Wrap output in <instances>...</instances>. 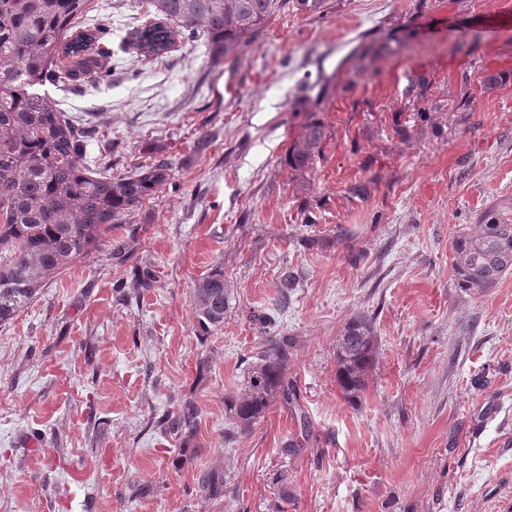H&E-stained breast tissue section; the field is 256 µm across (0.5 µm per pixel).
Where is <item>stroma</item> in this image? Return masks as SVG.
I'll return each mask as SVG.
<instances>
[{"label":"stroma","instance_id":"obj_1","mask_svg":"<svg viewBox=\"0 0 512 512\" xmlns=\"http://www.w3.org/2000/svg\"><path fill=\"white\" fill-rule=\"evenodd\" d=\"M143 2L89 0L112 75L50 95L89 130L91 164L117 178L161 160L172 177L0 325V512H512V275L471 293L452 274L457 231L490 209L512 220V15L289 0L229 66L200 39L137 55ZM371 30L390 53L344 64ZM321 74L351 92L320 114L324 160L295 172L292 104ZM217 267L228 308L203 337L193 291ZM361 315L377 351L355 403L336 338ZM270 336L288 339L298 403L228 436L224 399ZM187 401L199 453L179 467L166 422ZM208 468L221 498L198 492Z\"/></svg>","mask_w":512,"mask_h":512}]
</instances>
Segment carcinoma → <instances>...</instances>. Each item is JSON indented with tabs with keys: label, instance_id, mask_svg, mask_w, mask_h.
I'll return each instance as SVG.
<instances>
[{
	"label": "carcinoma",
	"instance_id": "1",
	"mask_svg": "<svg viewBox=\"0 0 512 512\" xmlns=\"http://www.w3.org/2000/svg\"><path fill=\"white\" fill-rule=\"evenodd\" d=\"M88 0H0V325L33 301L40 288L105 241L112 225L135 212L171 177L158 162L134 176L112 178L86 164L87 135L69 123L46 86L69 91L110 72L96 55L100 29L83 24ZM157 21L132 29L140 56L159 59L177 38L202 36L215 63L238 61L288 0H148ZM389 50L372 31L347 60L363 69ZM330 77L315 96L295 103L305 113L288 148V166L305 171L324 153L327 128L318 110L335 92ZM457 287L483 292L512 274V221L486 213L453 240ZM201 332L224 325V269L194 288ZM377 336L358 316L336 338V383L349 400L362 397L376 359ZM297 402L288 382V344L270 341L241 392L224 400L233 428L246 432L276 398ZM199 492L224 495V472L206 470Z\"/></svg>",
	"mask_w": 512,
	"mask_h": 512
}]
</instances>
